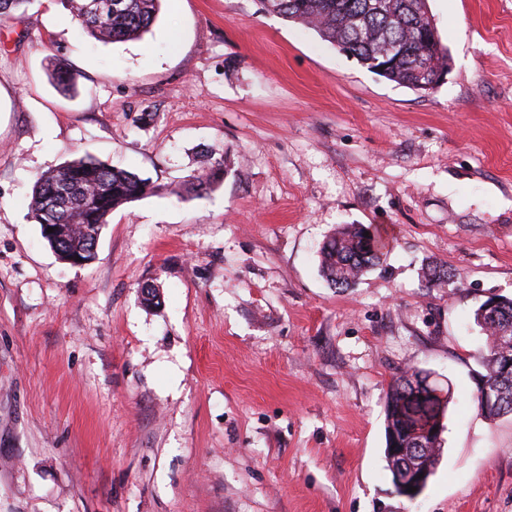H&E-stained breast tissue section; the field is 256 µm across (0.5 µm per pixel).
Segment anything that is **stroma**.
I'll use <instances>...</instances> for the list:
<instances>
[{"label": "stroma", "mask_w": 512, "mask_h": 512, "mask_svg": "<svg viewBox=\"0 0 512 512\" xmlns=\"http://www.w3.org/2000/svg\"><path fill=\"white\" fill-rule=\"evenodd\" d=\"M428 7L450 70L427 93L259 0H163L113 44L64 0L0 17V512H512V417L471 400L473 313L512 297V0ZM87 154L162 191L72 266L28 202ZM211 156L223 182L181 196ZM346 224L389 244L339 290L317 251ZM412 367L451 401L411 500L384 448Z\"/></svg>", "instance_id": "obj_1"}]
</instances>
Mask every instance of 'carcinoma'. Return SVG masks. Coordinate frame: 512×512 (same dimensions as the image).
<instances>
[{
    "label": "carcinoma",
    "mask_w": 512,
    "mask_h": 512,
    "mask_svg": "<svg viewBox=\"0 0 512 512\" xmlns=\"http://www.w3.org/2000/svg\"><path fill=\"white\" fill-rule=\"evenodd\" d=\"M34 0H0V16L25 13ZM81 27L95 40L108 44L137 40L156 22L161 0H67ZM262 9L285 20L302 23L326 42L347 52L373 73L414 91L427 93L439 85L436 69L448 66V50L436 33L427 0H261ZM224 177V160L209 162L206 169L184 181L180 193L199 197ZM162 187L126 170L105 165L90 156L69 160L40 174L28 204L30 218L55 225L54 236L42 233L55 244L61 260L72 264L90 261L94 243L112 212L128 203L156 194ZM386 245L375 230L358 225L345 227L325 241L320 249V271L339 289L352 287L379 264ZM80 260H75V257ZM503 304L498 320L477 323L487 336V345L476 353L482 372L475 378L472 400L477 410L494 420L512 415V299ZM431 373L411 368L391 383L385 403L384 454L396 492L409 499L427 486L442 453L438 435L426 455H416L414 438L407 433L404 402L417 392ZM493 405L482 401L484 392ZM449 400H435L422 410V417L445 431ZM422 475L417 480L415 476ZM416 491L409 492V487Z\"/></svg>",
    "instance_id": "cac0c4a2"
}]
</instances>
